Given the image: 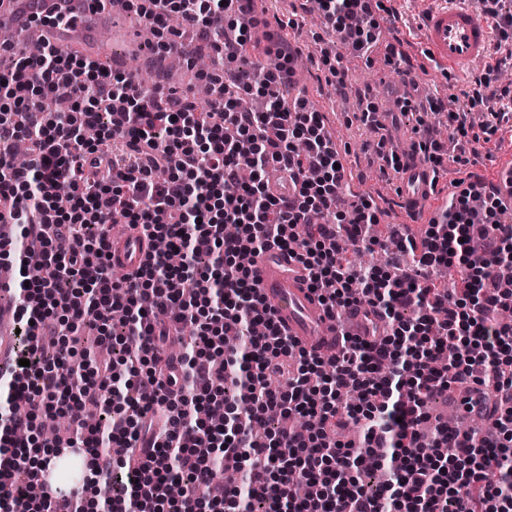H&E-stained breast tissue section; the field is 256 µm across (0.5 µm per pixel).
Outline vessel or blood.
Segmentation results:
<instances>
[{
	"instance_id": "1",
	"label": "vessel or blood",
	"mask_w": 512,
	"mask_h": 512,
	"mask_svg": "<svg viewBox=\"0 0 512 512\" xmlns=\"http://www.w3.org/2000/svg\"><path fill=\"white\" fill-rule=\"evenodd\" d=\"M427 13L425 43L432 64L456 74L486 58L491 30L473 11L459 7V0H432ZM128 14L126 0H0V30L10 31L21 52L38 55L46 46L63 52L82 49L85 57L108 59L113 69H124L113 58L112 43L124 41L138 52L140 41L124 26ZM400 172L399 191L409 210L424 218L445 211L448 199L432 182L431 167L410 158L408 149L396 150ZM112 268H138L148 252L147 240L138 234L109 233ZM252 268L259 293L277 323L300 347L327 358L335 354L342 336L363 333L361 316L345 313L328 316L310 288L301 261L291 253L271 249L254 258ZM14 281L11 265L0 264V366L15 335L14 304L7 290Z\"/></svg>"
}]
</instances>
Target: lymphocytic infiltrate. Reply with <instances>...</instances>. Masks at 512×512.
<instances>
[{
    "label": "lymphocytic infiltrate",
    "mask_w": 512,
    "mask_h": 512,
    "mask_svg": "<svg viewBox=\"0 0 512 512\" xmlns=\"http://www.w3.org/2000/svg\"><path fill=\"white\" fill-rule=\"evenodd\" d=\"M326 23L356 48L377 42L367 0H317ZM158 51L172 52L170 18L195 27L214 67L198 80L216 87L209 111L190 93L145 89L125 71L50 48L0 68V204L15 233L0 261L15 265L19 335L12 369L0 371V512H85L82 499L51 498L37 478L50 449L38 438V410L69 419L65 447L91 455L92 480L112 488L96 512H224L219 471L242 476L241 500L278 502L281 512H512V224L501 223L499 193L463 188L454 217L431 225L414 273L357 271L350 247L374 249L377 208L361 196L351 215L336 209L342 173L320 112L295 93L292 54L277 51L260 71L223 70L246 54L254 0H141ZM404 111L445 113L458 147L475 141L468 103L445 108L407 92ZM235 127L252 146L253 177L238 178L240 154L224 138ZM25 139L27 166L11 161ZM68 185L67 208L56 202ZM126 224L153 248L143 265L113 279L107 230ZM238 228L224 236L225 225ZM277 247L296 254L328 313L362 304L376 342L355 338L322 360L283 333L257 293L252 256ZM459 262L463 289L436 287L429 270ZM416 311L404 318L402 309ZM123 331L114 334L115 313ZM121 348L123 358L79 355L82 329ZM190 336L187 354L161 359V343ZM247 349L246 377L225 356L224 339ZM235 382V401L224 395ZM495 390L493 435L420 426L424 403L450 384ZM355 389L347 404L340 394ZM113 410L89 428L88 402ZM223 406L231 427L205 418ZM287 424L264 432L268 409ZM361 425L359 442L340 429ZM362 470L382 490L366 494ZM194 485L173 500L174 482ZM315 486L298 497V483Z\"/></svg>",
    "instance_id": "obj_1"
}]
</instances>
